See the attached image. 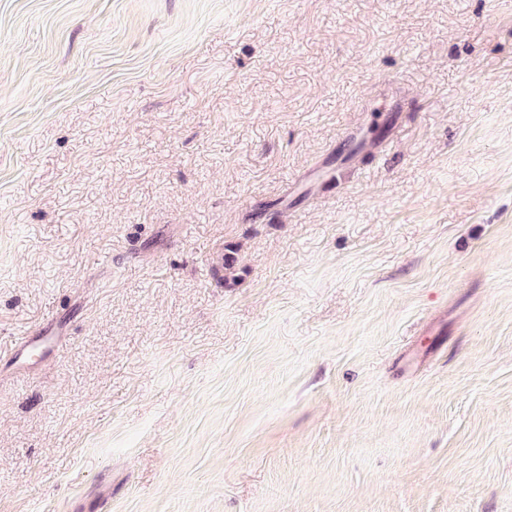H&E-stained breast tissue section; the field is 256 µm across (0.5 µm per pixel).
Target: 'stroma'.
<instances>
[{
    "mask_svg": "<svg viewBox=\"0 0 512 512\" xmlns=\"http://www.w3.org/2000/svg\"><path fill=\"white\" fill-rule=\"evenodd\" d=\"M51 324L0 512H512V0H0Z\"/></svg>",
    "mask_w": 512,
    "mask_h": 512,
    "instance_id": "obj_1",
    "label": "stroma"
}]
</instances>
